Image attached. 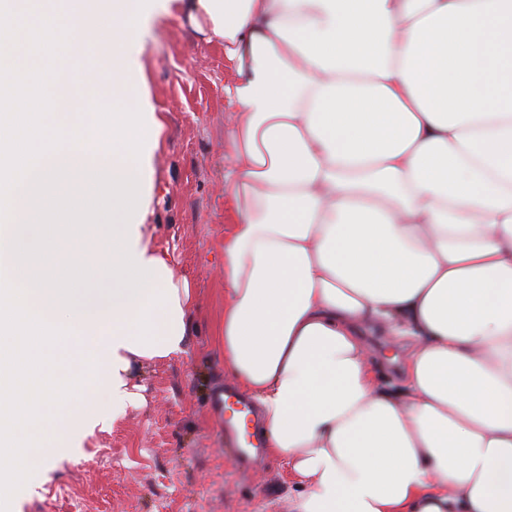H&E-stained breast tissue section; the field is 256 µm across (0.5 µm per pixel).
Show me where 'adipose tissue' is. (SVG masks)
Returning <instances> with one entry per match:
<instances>
[{
  "label": "adipose tissue",
  "mask_w": 512,
  "mask_h": 512,
  "mask_svg": "<svg viewBox=\"0 0 512 512\" xmlns=\"http://www.w3.org/2000/svg\"><path fill=\"white\" fill-rule=\"evenodd\" d=\"M71 50L56 120L78 150L44 155L131 174L89 102L135 108L141 22L179 7L224 43L236 77L224 139V365L300 488L291 512H512V0H18ZM142 297L29 295L72 322L66 358L98 382L62 409L38 464L81 452L137 406L135 363L185 353L192 291L155 251ZM414 339L405 391L381 387L362 336Z\"/></svg>",
  "instance_id": "ef3b65f1"
}]
</instances>
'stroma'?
I'll return each mask as SVG.
<instances>
[{"mask_svg": "<svg viewBox=\"0 0 512 512\" xmlns=\"http://www.w3.org/2000/svg\"><path fill=\"white\" fill-rule=\"evenodd\" d=\"M140 54L145 86L163 123L152 159V245L195 290L187 351L134 371L142 397L80 455L50 463L36 496L16 512H288L297 488L283 459L248 467L224 451V416L211 405L224 367V234L229 227L224 85L235 73L224 46L196 33L178 11L152 17ZM365 342L380 383L402 394L412 337L378 327Z\"/></svg>", "mask_w": 512, "mask_h": 512, "instance_id": "obj_1", "label": "stroma"}]
</instances>
